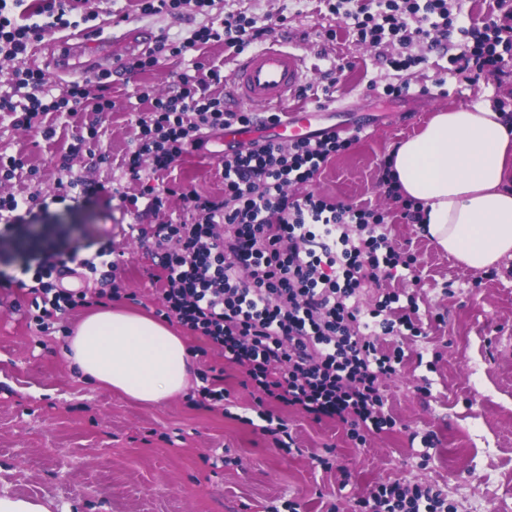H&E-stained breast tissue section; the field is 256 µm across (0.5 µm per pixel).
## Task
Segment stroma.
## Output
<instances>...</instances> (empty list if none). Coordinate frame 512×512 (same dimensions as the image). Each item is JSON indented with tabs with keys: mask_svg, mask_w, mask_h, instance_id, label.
<instances>
[{
	"mask_svg": "<svg viewBox=\"0 0 512 512\" xmlns=\"http://www.w3.org/2000/svg\"><path fill=\"white\" fill-rule=\"evenodd\" d=\"M228 11L267 18L274 36L304 55L307 84L332 86L331 111L318 123L360 129L357 143L336 156L311 188L289 187L290 196L306 191L390 215L393 243L415 258L413 270H398L381 288L415 294L421 317L442 315L428 338L406 340L396 376L385 380L388 407L396 420L366 447H353L343 425L316 423L283 409L298 448L274 447L243 419L251 396L242 375L223 357L206 352L202 339L176 327L190 350L193 375L182 394L146 406L87 382L68 361L64 348L75 325L88 315L80 307L55 320L43 334L26 289L0 288V498L40 504L49 512H283L287 502L299 512H326L329 503L345 506L354 494L378 482L405 478L447 495L458 512H512V263L490 272L460 266L423 233L402 220L378 184L381 161L400 140L415 134L442 109L512 100V74L498 81L467 82L444 76L440 51L427 63L400 76L385 63V48L352 43L344 19L319 9L317 0H223ZM99 17L93 25L68 29L76 38L88 28L109 30L115 13H128L131 26L154 36L184 39L210 24L211 16L139 14L133 0H93ZM335 38H328V31ZM174 58L154 71L113 74L109 112L83 110L72 117L47 115L56 128L52 139L29 132L0 114V153L22 157L24 166L0 195L52 194L58 165L75 134L93 127L96 139L73 161V172L104 185L120 184L137 193L144 187L125 166L134 148L136 119L147 106L141 89L166 96L176 75L190 69ZM446 78L447 96H422L418 87ZM409 79L414 94L386 97V85ZM201 145L174 163L167 183L206 195L224 191L217 177L221 133L204 129ZM49 224H74L87 240L112 241L122 257L114 272L121 288L112 306L154 315L160 306L150 281L158 273L149 245L128 236L134 213L102 197L94 204L51 205ZM216 367L236 402H201L199 371ZM429 394H422V383ZM433 433L435 445L423 449L413 432ZM329 454L331 470L316 458Z\"/></svg>",
	"mask_w": 512,
	"mask_h": 512,
	"instance_id": "1",
	"label": "stroma"
}]
</instances>
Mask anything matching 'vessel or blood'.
I'll return each mask as SVG.
<instances>
[{
    "instance_id": "obj_1",
    "label": "vessel or blood",
    "mask_w": 512,
    "mask_h": 512,
    "mask_svg": "<svg viewBox=\"0 0 512 512\" xmlns=\"http://www.w3.org/2000/svg\"><path fill=\"white\" fill-rule=\"evenodd\" d=\"M151 38L142 28L132 29L112 37L109 48H102L94 34L81 41L79 56L60 50L55 64L62 69L76 64L80 73L89 75L111 70L122 58L132 56ZM304 57L281 47H266L244 56L233 68L227 82L230 97L239 104L250 105L256 111L273 108L285 111L278 122L263 127L232 125L224 130L223 143L231 145L261 138L274 143L290 144L319 134L315 111L306 108L288 109V101L303 85Z\"/></svg>"
}]
</instances>
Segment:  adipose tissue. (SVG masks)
Instances as JSON below:
<instances>
[{"mask_svg": "<svg viewBox=\"0 0 512 512\" xmlns=\"http://www.w3.org/2000/svg\"><path fill=\"white\" fill-rule=\"evenodd\" d=\"M389 161L404 196L424 204L425 235L460 264L488 270L512 261V127L491 105L435 113L399 141ZM69 359L89 381L145 404L189 385L191 353L165 325L105 309L69 339Z\"/></svg>", "mask_w": 512, "mask_h": 512, "instance_id": "obj_1", "label": "adipose tissue"}]
</instances>
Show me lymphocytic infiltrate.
I'll return each mask as SVG.
<instances>
[{
    "label": "lymphocytic infiltrate",
    "instance_id": "obj_1",
    "mask_svg": "<svg viewBox=\"0 0 512 512\" xmlns=\"http://www.w3.org/2000/svg\"><path fill=\"white\" fill-rule=\"evenodd\" d=\"M81 0H40L30 9L25 0H0V58L12 68L0 81V112L16 114L19 125L49 113L74 115L86 107L108 112L115 103L106 78L74 81L54 94L43 70L15 66L42 33L72 25ZM326 11L349 21L348 33L359 46H400L389 66L405 72L423 63L409 55L413 44L434 50L454 43L448 71L465 80L500 79L512 61V8L496 0L503 12L477 20L463 15L460 0H321ZM272 28L255 15L228 11L217 23L190 37L162 36L132 62L130 69L157 67L170 58H192L191 71L178 74L177 90L167 97L141 91L151 101L137 120V147L127 167L140 174L149 159V177L166 172L203 129L221 130L230 123L251 125L254 112H228L223 98L210 93L222 84L217 66L195 60L205 45L221 43L242 54L266 41ZM358 132H323L283 146L256 141L225 149L220 162L224 193L205 197L148 189L143 195L70 177L59 182L50 201L30 204L13 195L0 196V284L14 282L15 272L32 277L29 292L38 301L35 321L49 332L54 317L87 306L86 292L63 291L51 281L66 263L96 272V257L111 254L102 245L96 256L84 255V243L62 240L53 224L40 223L50 204L70 194L91 200L103 192L118 198L137 217L159 211L166 197L182 194L189 217L173 224L138 228L140 241L152 243L161 272L153 276L162 297L158 313L204 336L225 362L237 368L252 388L261 432L275 447L292 449L294 440L273 407L300 411L314 421L341 422L354 444L394 426L380 391L381 379L396 375L401 347L385 338L423 333L414 296L392 291L361 306L368 285L410 268L412 258L395 247L386 213L307 193L291 198L287 188L308 185L336 155L358 141ZM349 512H452L447 496L432 487L397 479L378 483L354 496Z\"/></svg>",
    "mask_w": 512,
    "mask_h": 512
}]
</instances>
